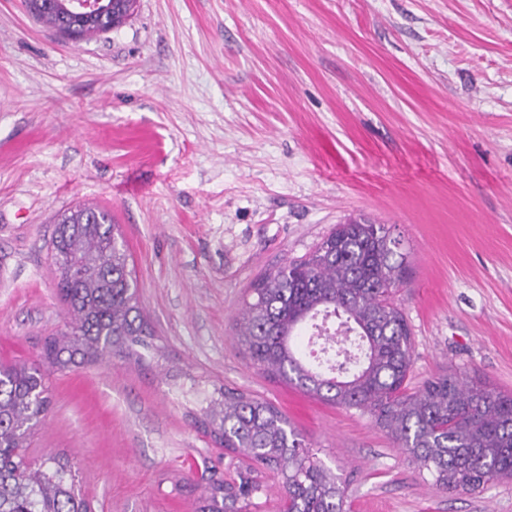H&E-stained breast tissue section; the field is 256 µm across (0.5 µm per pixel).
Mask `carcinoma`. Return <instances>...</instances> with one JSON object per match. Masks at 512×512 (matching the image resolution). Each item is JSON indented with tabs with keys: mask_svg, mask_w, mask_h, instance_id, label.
<instances>
[{
	"mask_svg": "<svg viewBox=\"0 0 512 512\" xmlns=\"http://www.w3.org/2000/svg\"><path fill=\"white\" fill-rule=\"evenodd\" d=\"M117 11L88 20L75 0H26L29 12L62 35L92 39L121 25L135 0H104ZM383 224H338L305 258L286 262L252 287L238 321L252 364L319 398L372 416L408 460L445 491L481 492L512 478V395L450 371L407 391L411 332L391 300L406 281V255ZM69 329L45 340L39 359L0 365V512H89L67 464L36 465L23 452L49 407V375L110 356L140 360L151 333L138 300L129 254L111 214L78 206L58 215L50 241ZM355 337L323 347L308 362L296 339L327 320ZM214 437L275 473L284 512H345L341 479L311 453L267 401L224 389L205 410ZM256 486H211L195 512H240Z\"/></svg>",
	"mask_w": 512,
	"mask_h": 512,
	"instance_id": "cac0c4a2",
	"label": "carcinoma"
}]
</instances>
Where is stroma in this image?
I'll return each mask as SVG.
<instances>
[{
	"instance_id": "35a3bbf8",
	"label": "stroma",
	"mask_w": 512,
	"mask_h": 512,
	"mask_svg": "<svg viewBox=\"0 0 512 512\" xmlns=\"http://www.w3.org/2000/svg\"><path fill=\"white\" fill-rule=\"evenodd\" d=\"M78 204L119 224L156 344L49 377L27 455L68 463L92 512H193L251 472L199 423L223 386L276 406L350 512H512V480L438 489L236 338L258 277L363 214L409 263V388L512 392V0H137L77 41L0 0V362L69 321L49 242Z\"/></svg>"
}]
</instances>
